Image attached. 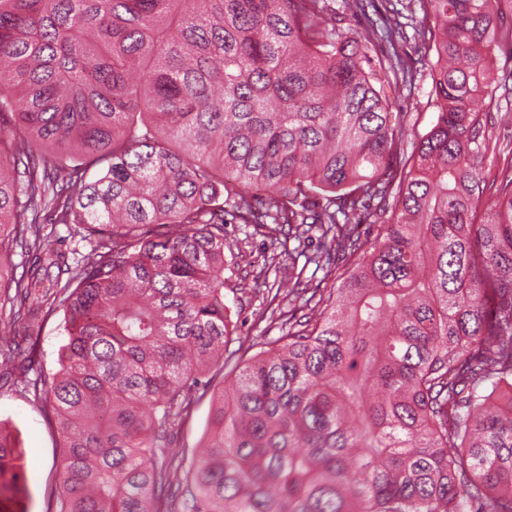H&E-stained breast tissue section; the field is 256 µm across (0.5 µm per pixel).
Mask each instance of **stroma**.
Listing matches in <instances>:
<instances>
[{
  "label": "stroma",
  "instance_id": "1",
  "mask_svg": "<svg viewBox=\"0 0 512 512\" xmlns=\"http://www.w3.org/2000/svg\"><path fill=\"white\" fill-rule=\"evenodd\" d=\"M349 0H325L327 11L343 17L346 26L369 37L370 65L379 68L390 54H399L413 66V77L396 88L394 111L404 113L406 136L402 147L412 151L432 128L440 103L432 90V76L427 57L419 40L407 38L395 43L384 38L381 29L370 28L367 21L352 11ZM489 149L479 162L482 185L499 181L503 171L512 166V95L500 99L486 126ZM224 240L230 245L224 265V303L236 327L234 333L244 345L269 343L281 334L275 310L268 295L253 290L254 278L265 275L274 279L270 263L272 249L267 231L251 224H228ZM62 312H55L34 326L37 341L34 360L18 357L9 379L0 381V425L9 430L23 453L20 464L24 492L20 498L27 512H54L60 490V453L62 436L55 421L50 420L40 398L24 387L25 379L41 374L48 376L58 368L62 334ZM212 416L209 395L194 393L189 416L178 419L171 428L173 446L184 454V466H191L195 450L204 442Z\"/></svg>",
  "mask_w": 512,
  "mask_h": 512
}]
</instances>
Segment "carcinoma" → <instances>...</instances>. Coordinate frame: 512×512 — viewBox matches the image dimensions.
Instances as JSON below:
<instances>
[{
    "label": "carcinoma",
    "mask_w": 512,
    "mask_h": 512,
    "mask_svg": "<svg viewBox=\"0 0 512 512\" xmlns=\"http://www.w3.org/2000/svg\"><path fill=\"white\" fill-rule=\"evenodd\" d=\"M420 7L441 108L408 156L384 88L411 70L365 69L321 0H0V308L65 313L58 371L28 383L63 437L56 512L165 491L181 512H512V174L487 199L478 175L512 0ZM47 206L88 241L75 266ZM259 207L297 242L287 331L213 391L180 476L169 428L235 332L224 215ZM366 211L390 213L373 241ZM21 458L0 431V504Z\"/></svg>",
    "instance_id": "cac0c4a2"
}]
</instances>
